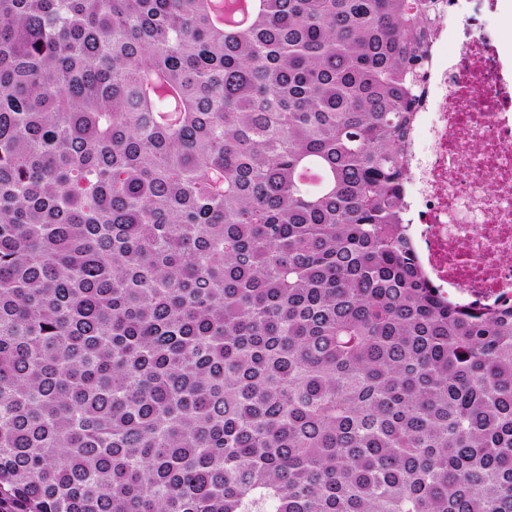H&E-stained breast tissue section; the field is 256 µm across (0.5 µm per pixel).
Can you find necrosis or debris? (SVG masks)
I'll return each mask as SVG.
<instances>
[{"label": "necrosis or debris", "mask_w": 512, "mask_h": 512, "mask_svg": "<svg viewBox=\"0 0 512 512\" xmlns=\"http://www.w3.org/2000/svg\"><path fill=\"white\" fill-rule=\"evenodd\" d=\"M512 0H454L408 155L409 231L430 284L466 303L512 297ZM455 44L447 59L441 48Z\"/></svg>", "instance_id": "obj_1"}]
</instances>
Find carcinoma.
<instances>
[{"label":"carcinoma","mask_w":512,"mask_h":512,"mask_svg":"<svg viewBox=\"0 0 512 512\" xmlns=\"http://www.w3.org/2000/svg\"><path fill=\"white\" fill-rule=\"evenodd\" d=\"M0 0V512H512V300L406 229L448 0Z\"/></svg>","instance_id":"1"}]
</instances>
